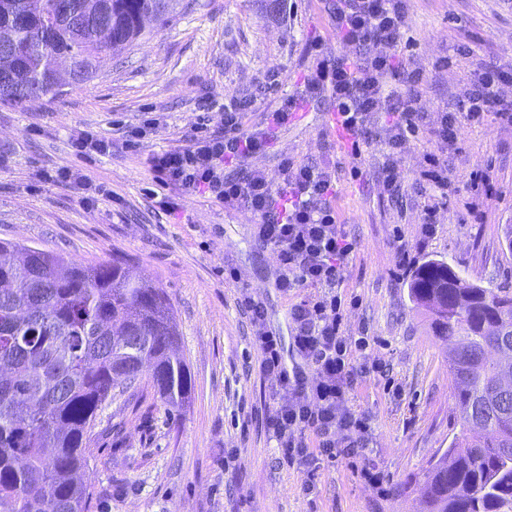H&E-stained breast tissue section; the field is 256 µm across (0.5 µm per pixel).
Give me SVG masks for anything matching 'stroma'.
Instances as JSON below:
<instances>
[{"label":"stroma","instance_id":"35a3bbf8","mask_svg":"<svg viewBox=\"0 0 512 512\" xmlns=\"http://www.w3.org/2000/svg\"><path fill=\"white\" fill-rule=\"evenodd\" d=\"M168 25L147 23L131 45L105 57L92 81L65 87L17 109L0 105V151L12 157L0 173V242L67 255L80 264L130 260L164 290L192 375L183 407L166 405L150 377L136 400L115 399L98 415L88 448L87 512H418L420 488L434 456L460 435L448 372V349L432 336L408 297L415 262L444 260L487 288L512 285V255L502 252L512 224V127L488 120L459 131L448 159V202L434 236L421 238L419 163L442 144L428 129L455 109L479 66L512 70V0H406L398 54L424 74L425 131L408 137L396 164L402 194L383 185L387 148L372 138L352 148L326 122L334 105L318 100L280 132L270 149L248 159L279 183L290 157L336 169V207L355 242L336 293L349 336H366L356 351L365 367L352 403L368 415L372 456L386 491L366 483L348 458L321 460L316 487L305 493L306 468L287 464L266 427L265 384L252 327L238 304L241 288L264 303L279 334L286 365L303 367L293 346L288 311L297 298L274 285V251L254 235L253 215L198 196L186 216H170L146 194L148 160L186 144L199 99L257 96L273 108L298 94L314 45L355 56L336 41L322 0H185ZM282 77L270 91V69ZM154 114L161 124L135 149L115 142L111 154L76 163L73 128L111 132ZM80 165L113 198L86 208L48 181L61 167ZM487 172L493 193L475 192L470 175ZM482 215L474 222L468 213ZM234 268L239 283L224 279Z\"/></svg>","mask_w":512,"mask_h":512}]
</instances>
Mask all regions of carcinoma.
Segmentation results:
<instances>
[{"label":"carcinoma","mask_w":512,"mask_h":512,"mask_svg":"<svg viewBox=\"0 0 512 512\" xmlns=\"http://www.w3.org/2000/svg\"><path fill=\"white\" fill-rule=\"evenodd\" d=\"M181 13V0H0V104L21 107L85 83L143 21ZM408 294L448 344L464 435L430 462L423 512H512V397L485 349L512 343V288L470 282L443 260L412 272ZM172 304L120 262L78 265L0 242V512H85L86 449L110 400L137 394L140 366L166 403L182 406L191 376Z\"/></svg>","instance_id":"obj_1"}]
</instances>
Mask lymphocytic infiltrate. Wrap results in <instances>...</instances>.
Returning a JSON list of instances; mask_svg holds the SVG:
<instances>
[{
    "instance_id": "1",
    "label": "lymphocytic infiltrate",
    "mask_w": 512,
    "mask_h": 512,
    "mask_svg": "<svg viewBox=\"0 0 512 512\" xmlns=\"http://www.w3.org/2000/svg\"><path fill=\"white\" fill-rule=\"evenodd\" d=\"M327 2L337 40L357 48L358 57L315 55L302 93L266 111L253 127L248 121L258 108L257 98L235 97L225 102L224 127L218 132L208 129L214 102L202 98V113L189 143L157 153L149 166L153 182L162 190L159 204L168 213H176L186 199L197 196L227 210L244 208L253 213L258 219L257 239L278 258L276 288L285 294L303 293L291 305L289 317L293 345L312 369L308 375L288 372L280 338L268 329L262 302L246 293L240 298L261 354L259 374L268 387L267 429L283 460L314 465L340 455L362 457L366 463L361 476L379 486L385 476L378 462L368 457L369 419L349 403L363 374L353 362V351L363 348L366 340L346 335L341 303L333 293L344 281L348 258L355 249L338 224L332 204L337 191L335 171L285 157L278 165L280 187L276 190L261 169H249L239 177L224 173L226 164L266 152L270 140L288 126L295 113L327 96L336 104L341 125L356 139L379 132L390 152L383 184L387 192L398 190L393 156L425 118L422 72L408 71L401 92L387 89L383 82L385 76L399 72L394 61L405 23V0ZM504 79V74L492 70L482 72L471 81L455 111L442 113L432 136L452 149L457 145L459 125H480L490 116L512 127V102H503L496 92L497 83ZM421 177L430 187L421 204L420 224L422 236L428 238L437 231L448 166L437 155L425 154ZM49 180L68 189L87 208L112 196L110 189L76 168H60Z\"/></svg>"
}]
</instances>
